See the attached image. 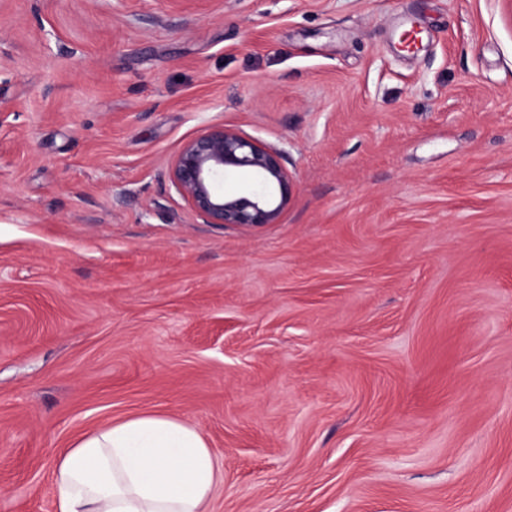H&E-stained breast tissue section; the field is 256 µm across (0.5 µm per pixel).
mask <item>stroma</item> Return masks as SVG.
Returning a JSON list of instances; mask_svg holds the SVG:
<instances>
[{
    "label": "stroma",
    "instance_id": "stroma-1",
    "mask_svg": "<svg viewBox=\"0 0 512 512\" xmlns=\"http://www.w3.org/2000/svg\"><path fill=\"white\" fill-rule=\"evenodd\" d=\"M214 123L278 223L171 187ZM141 412L212 512H512V0H0V512ZM280 151L264 146L224 123L189 139L170 161L168 178L176 192L206 224L252 227L278 223L296 182ZM235 172L249 184L226 196L221 183Z\"/></svg>",
    "mask_w": 512,
    "mask_h": 512
}]
</instances>
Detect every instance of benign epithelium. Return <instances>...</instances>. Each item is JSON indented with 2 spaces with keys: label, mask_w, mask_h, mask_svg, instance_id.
<instances>
[{
  "label": "benign epithelium",
  "mask_w": 512,
  "mask_h": 512,
  "mask_svg": "<svg viewBox=\"0 0 512 512\" xmlns=\"http://www.w3.org/2000/svg\"><path fill=\"white\" fill-rule=\"evenodd\" d=\"M280 151L222 123L189 139L170 161L168 178L176 192L206 224L252 227L278 223L296 182ZM235 172L248 187L224 194V174Z\"/></svg>",
  "instance_id": "benign-epithelium-1"
}]
</instances>
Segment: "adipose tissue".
<instances>
[{
	"mask_svg": "<svg viewBox=\"0 0 512 512\" xmlns=\"http://www.w3.org/2000/svg\"><path fill=\"white\" fill-rule=\"evenodd\" d=\"M218 462L195 426L140 413L79 439L53 466L55 512H210Z\"/></svg>",
	"mask_w": 512,
	"mask_h": 512,
	"instance_id": "1",
	"label": "adipose tissue"
}]
</instances>
